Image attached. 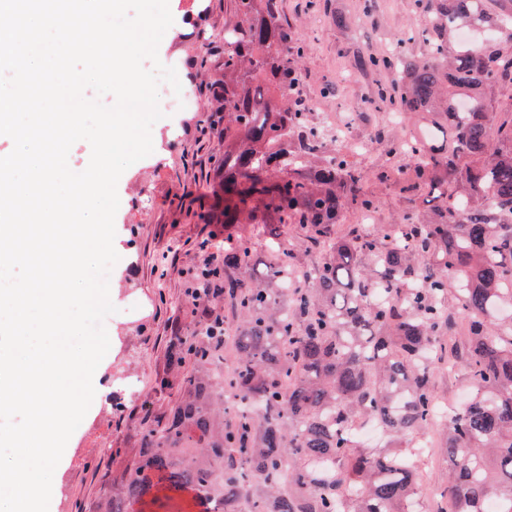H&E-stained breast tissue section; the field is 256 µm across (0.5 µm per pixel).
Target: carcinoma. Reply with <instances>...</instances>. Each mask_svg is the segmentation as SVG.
I'll list each match as a JSON object with an SVG mask.
<instances>
[{"instance_id":"1","label":"carcinoma","mask_w":512,"mask_h":512,"mask_svg":"<svg viewBox=\"0 0 512 512\" xmlns=\"http://www.w3.org/2000/svg\"><path fill=\"white\" fill-rule=\"evenodd\" d=\"M414 0L423 25L392 50L356 56L361 72L397 75L380 90L401 115L424 114L453 140L437 151L410 132L391 151L415 158L416 182L436 194L421 220L381 238L344 237L298 270L286 288L279 237L258 278L250 254L229 243L212 281L234 316V336L199 317L170 341L169 362L192 369L165 423L141 428V447L112 484L104 512H129L162 491L190 489L203 512H417L415 454L367 448L358 422L413 440L434 420L435 367L454 315L470 321L456 353L474 395L444 432L453 512H512V118L492 111L491 91L512 84V0ZM224 27V81L210 86L224 116V223L266 227L287 217L317 242L349 209L378 208L349 156L328 148L299 94L303 48L280 0H232ZM368 256L371 268L360 258ZM458 308L444 304L447 273Z\"/></svg>"}]
</instances>
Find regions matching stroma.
Listing matches in <instances>:
<instances>
[{"mask_svg":"<svg viewBox=\"0 0 512 512\" xmlns=\"http://www.w3.org/2000/svg\"><path fill=\"white\" fill-rule=\"evenodd\" d=\"M228 2L169 0L174 23L159 44L158 56L175 68L187 104L154 124L152 153L118 181L114 248L119 260L109 282L116 312L107 328L110 348L99 367L102 379L112 383V399L92 403L69 439L49 512H100L112 493L113 478L138 451L142 424L160 425L175 403L177 387L160 389L157 380L170 372V337L195 325L190 290L204 245L215 236L232 238L248 246L255 258L264 255L267 233L198 219L200 210L217 203L224 180V125L212 121L206 91L224 69L215 63L192 70L188 64L202 42L222 49L224 26L234 19ZM281 14L304 49L298 65L302 94L317 105L312 121L351 119L356 134L373 135L378 143L377 150L353 153L352 161L369 174L380 169L391 173L390 180L369 184L379 201L373 223H358L355 213H345L315 245L299 225H282L280 241L288 264L299 267L321 262L336 238L349 231L391 234L405 217L424 210L421 195L400 190L410 161L388 150L409 126L391 123L393 106L373 96L395 76L388 71L361 74L351 63L352 50L387 48L397 34L419 28L421 20L413 0H281ZM339 15L347 18L346 26H337ZM130 376L139 385L134 398L122 386ZM432 385L443 406L455 407L471 397L464 368L452 362L436 369ZM416 469L420 494L415 508L436 512L448 482L446 456H418Z\"/></svg>","mask_w":512,"mask_h":512,"instance_id":"35a3bbf8","label":"stroma"}]
</instances>
